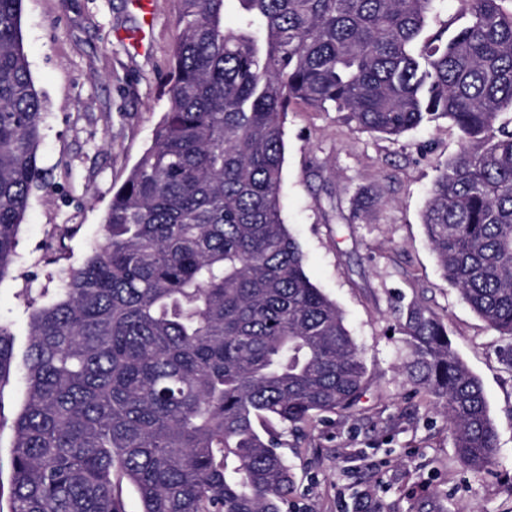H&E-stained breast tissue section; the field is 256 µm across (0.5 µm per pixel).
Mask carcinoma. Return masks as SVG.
Masks as SVG:
<instances>
[{
    "mask_svg": "<svg viewBox=\"0 0 512 512\" xmlns=\"http://www.w3.org/2000/svg\"><path fill=\"white\" fill-rule=\"evenodd\" d=\"M23 0H0V283L14 278L45 100ZM169 107L117 189L105 237L29 313L7 512H288L282 437L363 396V351L308 278L281 217L291 104L397 139L441 119L461 151L423 214L448 284L512 365V11L504 0H178ZM452 8L450 19L442 11ZM76 225L54 229L64 247ZM399 334L417 393L482 472L497 434L444 319L410 304ZM15 339L0 323V412ZM258 422H275L266 434Z\"/></svg>",
    "mask_w": 512,
    "mask_h": 512,
    "instance_id": "obj_1",
    "label": "carcinoma"
}]
</instances>
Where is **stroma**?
<instances>
[{"instance_id":"stroma-1","label":"stroma","mask_w":512,"mask_h":512,"mask_svg":"<svg viewBox=\"0 0 512 512\" xmlns=\"http://www.w3.org/2000/svg\"><path fill=\"white\" fill-rule=\"evenodd\" d=\"M178 0H23L30 71L46 100L35 189L0 320L27 346L26 289L57 288L103 238V217L167 108ZM281 203L304 269L343 312L369 385L351 414H323L283 454L298 512H512V366L502 341L445 281L422 214L431 185L461 149L442 121L399 139L356 130L342 113L291 106ZM58 224L79 230L64 252L44 245ZM418 301L444 317L452 346L484 387L497 432L489 470H464L448 421L412 394L395 328Z\"/></svg>"}]
</instances>
